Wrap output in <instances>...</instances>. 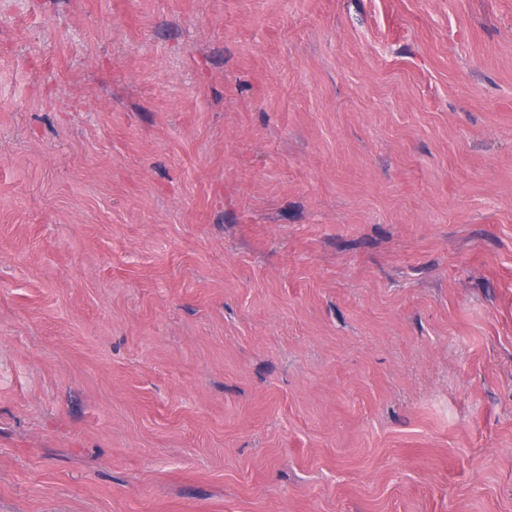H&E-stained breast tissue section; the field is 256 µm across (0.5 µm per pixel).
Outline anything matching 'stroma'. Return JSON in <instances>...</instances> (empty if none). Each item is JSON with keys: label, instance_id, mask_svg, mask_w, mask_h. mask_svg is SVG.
<instances>
[{"label": "stroma", "instance_id": "35a3bbf8", "mask_svg": "<svg viewBox=\"0 0 512 512\" xmlns=\"http://www.w3.org/2000/svg\"><path fill=\"white\" fill-rule=\"evenodd\" d=\"M0 512H512V0H0Z\"/></svg>", "mask_w": 512, "mask_h": 512}]
</instances>
